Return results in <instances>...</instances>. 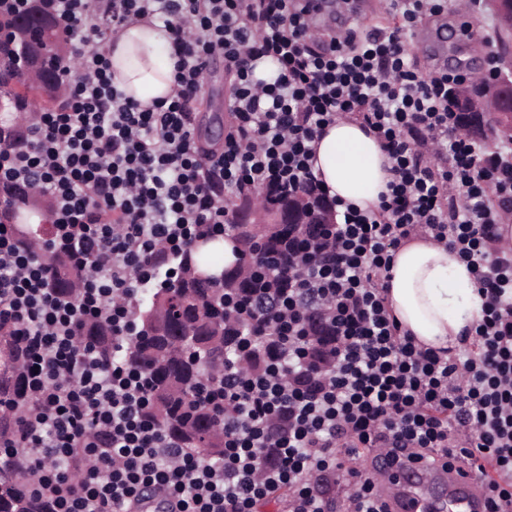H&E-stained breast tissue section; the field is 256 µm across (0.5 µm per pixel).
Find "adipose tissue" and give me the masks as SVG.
I'll return each instance as SVG.
<instances>
[{
  "label": "adipose tissue",
  "instance_id": "adipose-tissue-1",
  "mask_svg": "<svg viewBox=\"0 0 512 512\" xmlns=\"http://www.w3.org/2000/svg\"><path fill=\"white\" fill-rule=\"evenodd\" d=\"M112 79L127 97L147 107L173 93L176 58L167 30L139 22L115 37ZM311 169L331 194L361 210L376 208L391 179V161L369 129L339 118L314 144ZM387 302L397 321L422 345L454 350L480 317L484 298L470 266L455 251L417 234L391 260Z\"/></svg>",
  "mask_w": 512,
  "mask_h": 512
}]
</instances>
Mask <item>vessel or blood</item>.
I'll use <instances>...</instances> for the list:
<instances>
[{"mask_svg": "<svg viewBox=\"0 0 512 512\" xmlns=\"http://www.w3.org/2000/svg\"><path fill=\"white\" fill-rule=\"evenodd\" d=\"M376 466L389 477L380 491L392 512H483L486 506L482 480L467 462L443 470L382 457Z\"/></svg>", "mask_w": 512, "mask_h": 512, "instance_id": "b4317fda", "label": "vessel or blood"}]
</instances>
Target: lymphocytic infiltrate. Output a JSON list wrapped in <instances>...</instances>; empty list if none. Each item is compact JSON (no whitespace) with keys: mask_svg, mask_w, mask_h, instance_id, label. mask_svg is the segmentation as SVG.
Listing matches in <instances>:
<instances>
[{"mask_svg":"<svg viewBox=\"0 0 512 512\" xmlns=\"http://www.w3.org/2000/svg\"><path fill=\"white\" fill-rule=\"evenodd\" d=\"M81 61L73 88L52 111L33 112L22 140L0 131V187L49 198L50 233L38 250L18 247L0 224V319L24 343L26 393L18 433L0 447L35 472L31 492L51 512H131L143 491L171 512H256L284 498L282 512H387L380 472L350 468L380 452L447 466L466 458L493 470L486 512H512V247L500 245L512 207V148L488 158L461 136L440 73L423 78L406 40L433 0H392V28L314 44L312 0H48ZM169 31L177 61L165 102L142 107L112 80L109 43L130 23ZM234 74L222 148L195 138L198 92L208 64ZM271 58L275 74L255 76ZM361 120L392 161L376 209L342 201L330 231L331 258L305 250V271L280 289L275 313H252L237 348L264 353L260 373L224 361V381L203 396L224 417V455L206 463L182 454L144 409L151 385L122 355L135 309L159 270L157 249L180 255L223 234L228 209L216 194L239 186H316L314 143L336 118ZM434 150L440 166L428 164ZM463 193L448 203L449 186ZM421 233L456 251L485 299L467 331L466 357L420 346L386 301L390 263ZM63 252L91 262L78 301L48 286L40 258ZM334 336V369L309 354V302ZM112 327L109 364L75 348L82 323ZM289 373L292 384L279 380ZM95 459L80 487L67 465ZM345 487L326 498L325 483Z\"/></svg>","mask_w":512,"mask_h":512,"instance_id":"1","label":"lymphocytic infiltrate"}]
</instances>
